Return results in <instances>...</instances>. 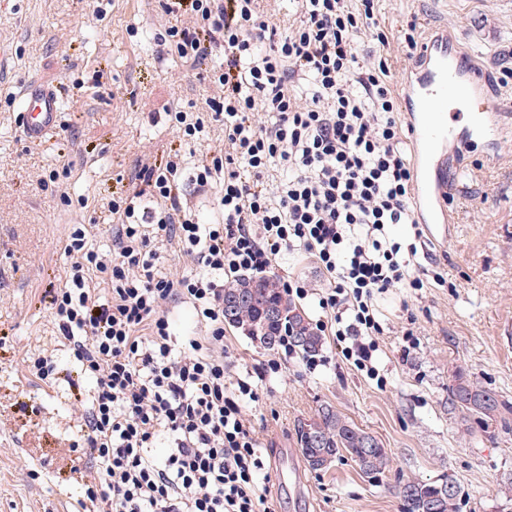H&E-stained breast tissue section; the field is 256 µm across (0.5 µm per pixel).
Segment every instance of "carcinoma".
Masks as SVG:
<instances>
[{
    "label": "carcinoma",
    "mask_w": 512,
    "mask_h": 512,
    "mask_svg": "<svg viewBox=\"0 0 512 512\" xmlns=\"http://www.w3.org/2000/svg\"><path fill=\"white\" fill-rule=\"evenodd\" d=\"M236 291L248 296L237 311L238 318L232 326L241 328L259 341L264 349L273 350L284 331L292 333L298 353L312 357L321 349V336L313 328L304 312L290 299L277 280L267 275H242L224 287V292ZM268 306L282 307L286 315L281 321L267 325L272 343L265 345L262 335L254 332L260 325L261 314ZM449 396L461 421L468 431L489 432L501 416L502 403L491 390L470 381L463 373L454 375ZM297 451L308 469L314 473L326 472L339 458H349L371 482L379 477L388 465V454L377 438L360 429L330 407H323L313 417L297 426ZM401 512H458L459 490L450 478L443 482L410 481L398 489ZM433 507H428V504Z\"/></svg>",
    "instance_id": "carcinoma-1"
}]
</instances>
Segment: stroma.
I'll list each match as a JSON object with an SVG mask.
<instances>
[{
  "instance_id": "1",
  "label": "stroma",
  "mask_w": 512,
  "mask_h": 512,
  "mask_svg": "<svg viewBox=\"0 0 512 512\" xmlns=\"http://www.w3.org/2000/svg\"><path fill=\"white\" fill-rule=\"evenodd\" d=\"M376 10L389 41L357 37L361 57L387 58L400 74L413 62L402 27L415 23L421 41L436 23L480 66L501 111L512 110V0H378ZM172 23L163 0H0V512H78L83 495L90 462L71 449L81 421L69 387L44 385L22 368L18 352L48 349L62 368L73 365L44 297L64 280L72 226L90 225V244L111 249L113 197L128 189L139 159L174 152L184 160L182 189L194 219H222L218 191L199 192L193 175L199 160L223 148V123L183 141L163 111L203 112L218 94L174 47L159 45ZM34 80L57 87L61 101L55 129L38 146L19 122V101ZM460 181L453 223L422 230L423 250L446 270V285L428 277L424 288L376 298L384 328L378 380L326 342L324 365L312 371L295 357L245 404L264 447H296L298 422L329 406L388 453L374 485L343 458L328 471L304 472L302 499L272 487L275 512H401L399 484L446 477L459 487V512H512V414L494 434H471L448 396L460 371L512 403V136L493 149L475 140ZM270 274L302 277L312 296L299 306L310 321L320 318L315 296L327 282L312 260L285 255ZM409 329L417 336L411 349ZM224 342L235 376L271 356L229 325ZM23 462L38 479L20 471Z\"/></svg>"
}]
</instances>
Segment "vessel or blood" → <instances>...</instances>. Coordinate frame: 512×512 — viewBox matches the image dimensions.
Returning <instances> with one entry per match:
<instances>
[{"mask_svg":"<svg viewBox=\"0 0 512 512\" xmlns=\"http://www.w3.org/2000/svg\"><path fill=\"white\" fill-rule=\"evenodd\" d=\"M453 40L441 33L424 43L410 67L400 99L411 135V164L416 186L415 216L421 224L451 221L448 199L460 188L458 160L470 148L474 135H502L512 129V113L499 111L485 76L464 53L450 52ZM478 106L465 127L448 120V102ZM60 103L46 85L30 84L23 97L25 139L41 144L54 129Z\"/></svg>","mask_w":512,"mask_h":512,"instance_id":"obj_1","label":"vessel or blood"}]
</instances>
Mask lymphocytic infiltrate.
<instances>
[{"label": "lymphocytic infiltrate", "mask_w": 512, "mask_h": 512, "mask_svg": "<svg viewBox=\"0 0 512 512\" xmlns=\"http://www.w3.org/2000/svg\"><path fill=\"white\" fill-rule=\"evenodd\" d=\"M259 0H165L179 17L166 35L184 63L210 61L221 91L208 117L168 109L183 136L223 122L224 153L201 161L198 190L222 178L221 222H195L182 193L181 155L139 162L142 189L112 202L114 251L91 246L86 227L66 237L71 263L50 289L59 340L88 379L76 394L84 421L72 448L92 460L82 512H272L265 467L244 401H258L266 372L295 347L283 337L255 381L224 378V282L268 272L282 253H304L326 274L315 324L342 361L373 378L383 327L375 295L420 288L416 243L391 237L414 224L413 174L386 60L360 59L355 39L388 36L374 0H300L298 23L280 30ZM286 172L266 180L271 165ZM164 234L196 265L160 269L152 238ZM192 305L201 336L175 344L167 308ZM166 438L167 448L152 447Z\"/></svg>", "instance_id": "f902f5d3"}]
</instances>
